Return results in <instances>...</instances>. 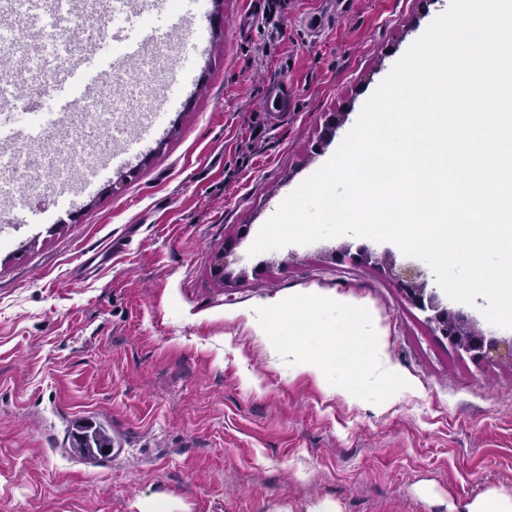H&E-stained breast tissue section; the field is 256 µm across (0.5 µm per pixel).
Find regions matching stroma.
Here are the masks:
<instances>
[{
	"mask_svg": "<svg viewBox=\"0 0 512 512\" xmlns=\"http://www.w3.org/2000/svg\"><path fill=\"white\" fill-rule=\"evenodd\" d=\"M442 0H204L163 60L129 65L134 125L162 132L132 168L70 190L16 148L5 180L54 194L49 219L0 222V512H467L491 488L512 494V328L484 298L463 305L500 339L480 359L434 334L353 236L249 256L281 201L317 171ZM208 28V51L192 48ZM287 84L274 109L270 90ZM336 112L345 121L325 133ZM233 253L225 281L215 253ZM320 295L363 307L382 334L379 382L319 377L271 355L269 307ZM105 424L117 458L72 446Z\"/></svg>",
	"mask_w": 512,
	"mask_h": 512,
	"instance_id": "stroma-1",
	"label": "stroma"
}]
</instances>
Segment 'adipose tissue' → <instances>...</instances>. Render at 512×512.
I'll use <instances>...</instances> for the list:
<instances>
[{
  "label": "adipose tissue",
  "instance_id": "adipose-tissue-1",
  "mask_svg": "<svg viewBox=\"0 0 512 512\" xmlns=\"http://www.w3.org/2000/svg\"><path fill=\"white\" fill-rule=\"evenodd\" d=\"M276 325L287 330L288 341L275 346L279 356L297 357L306 337L319 342L317 357L308 361L307 370L323 374L332 368L345 375H363L367 380H378V370L362 368V353L366 349H380L381 337L371 324L368 311L342 302L312 297L301 303H292L277 310Z\"/></svg>",
  "mask_w": 512,
  "mask_h": 512
}]
</instances>
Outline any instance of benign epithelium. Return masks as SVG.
<instances>
[{"label":"benign epithelium","mask_w":512,"mask_h":512,"mask_svg":"<svg viewBox=\"0 0 512 512\" xmlns=\"http://www.w3.org/2000/svg\"><path fill=\"white\" fill-rule=\"evenodd\" d=\"M363 260L373 259L395 279L406 299L421 311L427 313L426 320L433 331L440 333L457 347L484 357L497 349L498 340L492 333L483 331L471 322L468 315L455 311L443 304L435 289L428 287L427 271L416 264L399 267L393 256L384 254L372 256L367 250L361 251Z\"/></svg>","instance_id":"1"}]
</instances>
